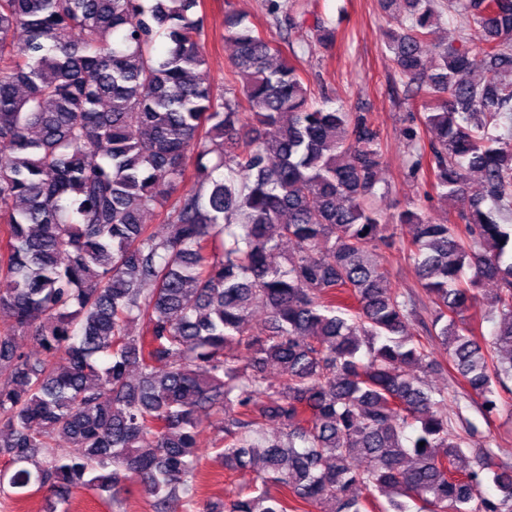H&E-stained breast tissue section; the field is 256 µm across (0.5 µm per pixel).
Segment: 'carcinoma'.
<instances>
[{"label":"carcinoma","mask_w":512,"mask_h":512,"mask_svg":"<svg viewBox=\"0 0 512 512\" xmlns=\"http://www.w3.org/2000/svg\"><path fill=\"white\" fill-rule=\"evenodd\" d=\"M404 3L406 32L387 48L434 134L425 177L460 206L441 223L409 209L382 223L370 118L314 105L244 18L224 17L227 97L204 69L202 0H0V202H16L0 213L10 487L68 512L64 486L110 495L131 481L154 512L174 498L193 512L208 410L225 467L263 472L203 512H370L361 489L387 497L380 512H409L408 499L418 512H512V467L469 449L475 427L448 412L464 395L488 421L512 394V136L489 131L512 121V0H459L483 41L436 49L430 71L433 5ZM471 172L483 193L469 194ZM158 208L166 236L141 221ZM406 224L428 324L381 251ZM288 243L286 264H271ZM484 280L498 284L488 337L464 318ZM415 365L450 368L455 389Z\"/></svg>","instance_id":"carcinoma-1"}]
</instances>
